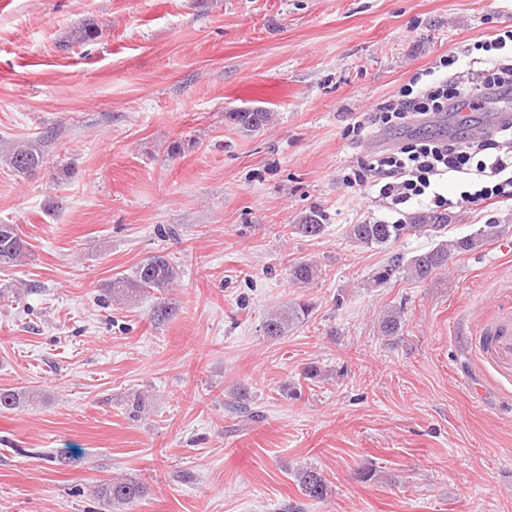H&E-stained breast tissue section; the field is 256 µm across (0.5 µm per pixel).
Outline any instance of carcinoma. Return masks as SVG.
I'll list each match as a JSON object with an SVG mask.
<instances>
[{
	"label": "carcinoma",
	"instance_id": "carcinoma-1",
	"mask_svg": "<svg viewBox=\"0 0 512 512\" xmlns=\"http://www.w3.org/2000/svg\"><path fill=\"white\" fill-rule=\"evenodd\" d=\"M273 113L263 109L244 110L226 113V120L235 127L248 132L258 131L272 120ZM45 155L43 145L38 140H25L17 143L5 160L19 174H29L41 167ZM448 223L445 213H433L428 216L416 214L407 224H385L380 221L352 224L348 230L349 238L365 247H384L405 235H419L424 232L438 233ZM296 233L303 237L315 238L323 234L325 224L322 215L312 211L293 225ZM500 233L499 225L486 224L477 233L456 240L454 243L442 244L436 248L413 256L403 262L399 256L393 257L386 265L380 267L372 276L376 286H383L393 280L408 276L419 282H425L448 263V247L459 252H472L483 247L490 239ZM29 255L28 242L21 236L14 224H0V266H15ZM179 275L176 264L166 255H154L138 265L131 278L116 276L108 285L111 300L118 303L134 302L142 294L151 291L162 293L177 280ZM317 276V269L311 263H298L291 269V277L299 283H309ZM311 307L306 302H298L280 312L266 316L263 333L271 339H280L288 333V327L295 322H302L308 317ZM384 336H395L402 328L400 312L393 311L383 316L379 324ZM39 394L34 389H0V409L14 410L35 402ZM296 480L302 494L312 500L322 501L331 492L330 483L325 474L316 467H303L296 473ZM96 494L103 504L114 509L116 506L132 504L146 494L143 483L125 478L104 482L97 486Z\"/></svg>",
	"mask_w": 512,
	"mask_h": 512
}]
</instances>
